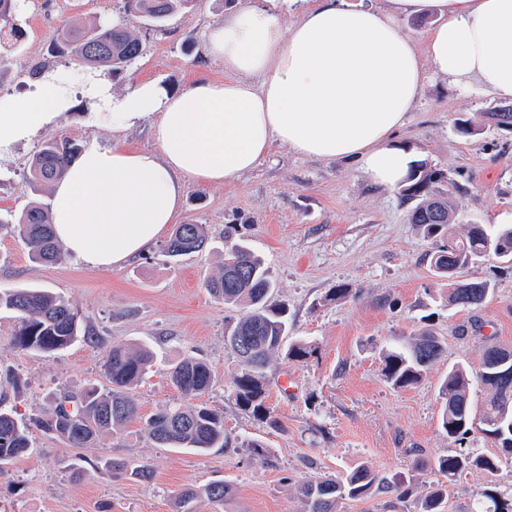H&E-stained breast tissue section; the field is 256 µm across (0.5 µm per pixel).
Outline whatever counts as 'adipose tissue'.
<instances>
[{
  "mask_svg": "<svg viewBox=\"0 0 512 512\" xmlns=\"http://www.w3.org/2000/svg\"><path fill=\"white\" fill-rule=\"evenodd\" d=\"M265 0L213 25L207 52L223 79L181 92L157 81L122 95L91 68L44 70L22 97L0 95V160L55 126L82 94L96 124L149 123L155 149L87 146L53 186L50 219L65 252L117 269L175 223L189 184L229 183L279 144L305 157L356 161L375 185L406 179L413 152L392 137L413 109L425 65L464 92L512 99V0ZM436 14L418 51L399 19Z\"/></svg>",
  "mask_w": 512,
  "mask_h": 512,
  "instance_id": "obj_1",
  "label": "adipose tissue"
}]
</instances>
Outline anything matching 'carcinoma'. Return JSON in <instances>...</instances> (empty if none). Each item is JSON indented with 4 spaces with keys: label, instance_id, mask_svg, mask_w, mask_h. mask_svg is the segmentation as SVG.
I'll use <instances>...</instances> for the list:
<instances>
[{
    "label": "carcinoma",
    "instance_id": "1",
    "mask_svg": "<svg viewBox=\"0 0 512 512\" xmlns=\"http://www.w3.org/2000/svg\"><path fill=\"white\" fill-rule=\"evenodd\" d=\"M192 2L125 0V11L160 26ZM57 44L59 50L72 53L85 64L114 71L141 53L139 40L122 25H69L61 31ZM81 151L82 146L69 139L44 141L31 162L29 183L39 188L60 179ZM442 178L440 171L420 161L400 187V196L403 202L411 204L409 223L423 227L428 236L442 241L428 259L434 275L448 282V305L476 308L486 302L493 288L486 280L469 281L462 274L491 254L512 263V226L492 232L482 224H469L466 235L456 238L450 231L449 195L435 189ZM2 229L16 233L25 242L33 261L53 265L63 260V248L54 238L46 207L34 204L24 209L15 222L0 221ZM207 244L203 225L179 224L165 245V253L170 257L185 256L203 250ZM206 288L224 304L235 305L240 311L226 339L240 363V372L234 378L236 404L271 426L281 427L265 406L266 369L281 353L289 361L307 359L313 353L311 345L303 341L286 343L288 305L269 301L272 284L262 260L247 246L230 247L221 275L209 279ZM0 308L16 314L17 330L11 340L14 349L53 353L69 347L80 336L96 335L65 299L45 289L0 292ZM503 349L505 346L495 337H487L477 369L470 371L456 365L442 380V429L448 440L461 448L434 461L432 469L444 481L429 486L420 500L419 512H444L448 483L464 471L480 470L494 476L502 464L512 462V362L498 365L496 353ZM444 353L442 340L432 330L424 329L385 352L384 376L397 388L414 386ZM152 362L153 354L145 346L116 345L104 362L111 387L103 391L89 389L79 395L65 393L56 399L52 413L30 423L18 418L0 400V464L28 451L33 425L84 448L138 417L129 390L141 381ZM169 377L172 385L185 395L204 393L212 381L209 365L197 358H185L174 364ZM474 380L488 391V399L479 411L474 410L470 398ZM476 423L498 452L485 455L462 447ZM142 431L160 448H186L204 454L231 445V437L224 429V415L201 404L166 407L144 418ZM376 491L407 495V488L377 476L366 466L345 476L328 475L308 482L300 494L306 512H337L340 501L362 500ZM232 495L233 486L228 482L212 483L202 489L187 487L176 497V512H198L202 500L223 502ZM482 497L471 512H512V496H506L497 485L488 486Z\"/></svg>",
    "mask_w": 512,
    "mask_h": 512
}]
</instances>
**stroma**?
Wrapping results in <instances>:
<instances>
[{"label": "stroma", "instance_id": "35a3bbf8", "mask_svg": "<svg viewBox=\"0 0 512 512\" xmlns=\"http://www.w3.org/2000/svg\"><path fill=\"white\" fill-rule=\"evenodd\" d=\"M260 2L193 0L159 27L127 15L124 0H21L10 22L0 24L23 31L0 46V95H23L41 69L74 64L70 54L53 51L73 20L124 23L139 38L140 55L111 76L114 92L142 80L179 91L199 76L223 78V62L205 50L207 31L227 11ZM503 105L487 92L459 94L432 74L396 136L450 179L455 234L467 224H512V129L490 118ZM461 119L478 126V134H461ZM52 137L112 144L111 131L94 125L87 100L76 97L57 126L0 161L1 217L50 203L51 186L34 189L26 170ZM177 221L204 225L207 248L173 259L159 241L108 270L69 256L57 265L34 263L16 235L0 232V291L50 290L96 331L54 353L17 350L10 345L15 315L0 310V396L19 417L44 415L65 392L108 388L103 364L112 346L144 344L154 351L131 391L138 419L86 448L32 429L30 450L0 465V512H174L183 488L224 480L233 496L222 504L201 502L200 512H304L303 484L362 465L404 480L409 493L347 499L340 512H418L436 480L431 462L454 451L441 429L445 374L458 363L477 365L485 337L512 347V265L492 258L471 268L470 279L491 282L492 297L475 310L448 307L445 285L427 260L434 241L409 222L398 189L375 186L355 163L302 157L278 145L233 182L189 185ZM229 229L235 242L262 258L271 301L287 303L289 341L316 348L306 361L280 358L268 368L265 404L282 421L279 430L236 404L240 367L224 343L236 311L205 287L224 263ZM340 285L353 296L330 300ZM426 326L444 340L445 357L418 385L393 387L383 375V350ZM187 357L204 359L212 372L211 388L198 397L169 382V367ZM199 401L223 413L231 447L206 454L158 448L142 432L141 418ZM253 439L262 442L261 451L248 448ZM112 459L127 461L129 471L108 472ZM135 465L150 467L151 479L132 475ZM489 481L481 471L463 473L448 487L445 512H470Z\"/></svg>", "mask_w": 512, "mask_h": 512}]
</instances>
